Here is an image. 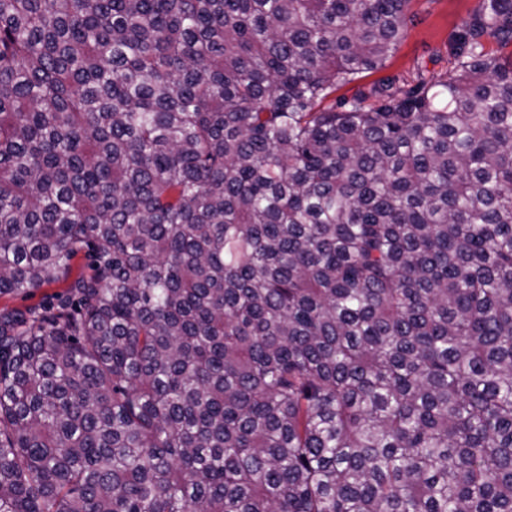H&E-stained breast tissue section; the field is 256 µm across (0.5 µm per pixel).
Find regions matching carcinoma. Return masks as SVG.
<instances>
[{
  "mask_svg": "<svg viewBox=\"0 0 512 512\" xmlns=\"http://www.w3.org/2000/svg\"><path fill=\"white\" fill-rule=\"evenodd\" d=\"M408 2L0 0V512H512V0L325 105ZM66 291L65 284L55 283L45 286L34 294H11L0 296V308L8 306L9 308L25 309L29 306L38 304H45L56 295L62 294Z\"/></svg>",
  "mask_w": 512,
  "mask_h": 512,
  "instance_id": "obj_1",
  "label": "carcinoma"
}]
</instances>
